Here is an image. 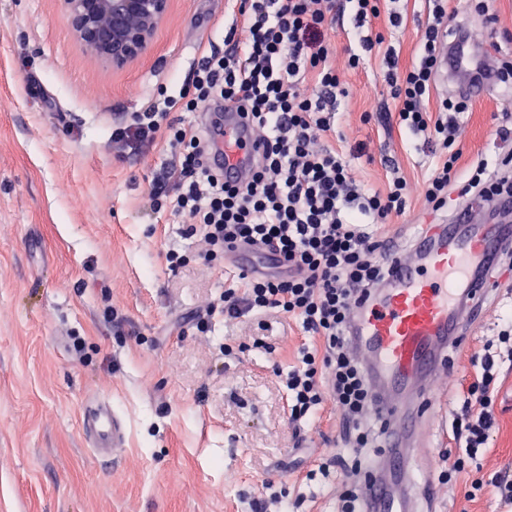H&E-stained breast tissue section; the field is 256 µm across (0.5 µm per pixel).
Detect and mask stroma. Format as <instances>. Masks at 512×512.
Returning a JSON list of instances; mask_svg holds the SVG:
<instances>
[{
    "label": "stroma",
    "instance_id": "obj_1",
    "mask_svg": "<svg viewBox=\"0 0 512 512\" xmlns=\"http://www.w3.org/2000/svg\"><path fill=\"white\" fill-rule=\"evenodd\" d=\"M400 26H375L402 64L414 60L428 0H400ZM231 0H171L148 52L121 71L87 50L59 0H0V512H250L266 485L288 491L290 512H337L333 484L310 497L300 478L339 449V421L296 438L288 425L287 369L304 336L295 321L222 314L197 328L196 307L218 299L234 263L196 254L184 218L149 208L154 173L170 162L164 136L132 154L112 145L113 127L160 94H178L203 51L223 50ZM353 20L335 29L333 64L349 90L336 116V147L358 180L386 190L398 168L412 192L389 230L398 243L422 224L451 221L456 200L432 211L419 192L432 147L397 126L363 123L391 112L381 52L348 65ZM512 122L503 93L475 97L463 126V161L512 154L496 138ZM188 258L172 268L168 256ZM482 328L453 356L450 380L472 371L470 357L495 338L512 312V276L485 304ZM261 337L267 347L225 356V345ZM111 399L129 426L117 461H100L80 427L88 394ZM411 453L413 470L436 471L447 429L461 414L438 397ZM485 477L512 470V368L502 369ZM463 485L426 499L436 512H512L495 490L475 500Z\"/></svg>",
    "mask_w": 512,
    "mask_h": 512
}]
</instances>
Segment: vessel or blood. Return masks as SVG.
Instances as JSON below:
<instances>
[{"label": "vessel or blood", "instance_id": "vessel-or-blood-1", "mask_svg": "<svg viewBox=\"0 0 512 512\" xmlns=\"http://www.w3.org/2000/svg\"><path fill=\"white\" fill-rule=\"evenodd\" d=\"M486 69V62L473 55L469 39L455 40L443 54L442 78ZM222 124L213 162L223 168L226 180L237 181L253 162L251 152L238 149L237 143L253 141L254 135L242 113L226 112ZM511 241V225L482 223L472 203H463L455 223L435 225L411 252L397 255L388 288L355 310L356 350L390 416L389 451L379 463L382 479L367 491L368 512H412L409 499L397 496L395 486L413 476L404 450L419 433L426 409L406 408L402 400L445 372L449 350L463 342L482 315L483 297L492 286L486 272L498 247ZM81 427L91 450L103 460L114 459L128 440L125 417L99 396L85 401Z\"/></svg>", "mask_w": 512, "mask_h": 512}]
</instances>
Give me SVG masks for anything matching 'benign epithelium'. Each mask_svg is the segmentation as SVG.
<instances>
[{
    "label": "benign epithelium",
    "mask_w": 512,
    "mask_h": 512,
    "mask_svg": "<svg viewBox=\"0 0 512 512\" xmlns=\"http://www.w3.org/2000/svg\"><path fill=\"white\" fill-rule=\"evenodd\" d=\"M81 43L120 70L140 58L166 18L170 0H60Z\"/></svg>",
    "instance_id": "benign-epithelium-1"
}]
</instances>
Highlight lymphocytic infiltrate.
Returning <instances> with one entry per match:
<instances>
[{
  "label": "lymphocytic infiltrate",
  "mask_w": 512,
  "mask_h": 512,
  "mask_svg": "<svg viewBox=\"0 0 512 512\" xmlns=\"http://www.w3.org/2000/svg\"><path fill=\"white\" fill-rule=\"evenodd\" d=\"M432 2L412 65H400L395 49L386 53L396 124L435 146L421 187L424 200L433 210L444 209L453 188L463 197L512 199L511 157L481 159L468 172L460 170L471 99L455 93L436 100L432 92L445 39L468 30L454 26L448 0ZM346 11L361 48L348 58L355 68L361 52L384 41L375 20L384 14L390 23L399 21L387 0H239L237 28L225 34L223 52L202 55L188 87L117 127L112 141L134 150L166 132L172 161L153 177L150 201L166 198L188 218L187 234L203 247L204 258L259 253L269 260L270 272L241 271L219 305L205 312L222 309L228 320L275 312L299 323L306 341L279 374L288 421L310 431L319 411L332 408L351 454L327 458L320 472L327 477L339 469L341 512H365L371 458L385 445L386 422L354 349L353 311L390 282L396 245L384 226L391 215L404 213L409 186L396 175L387 191L367 188L343 154L325 144L336 135L335 105L349 96L331 64V31L337 14ZM228 102L248 115L263 147L250 176L233 184L210 164L211 144L197 129L168 120L178 106L220 113ZM495 366L491 351L476 354L469 382L457 384L463 411L452 421L448 463L439 467L437 480L454 485L466 477V498L490 485L511 504V477L497 473L486 482L473 474L494 424Z\"/></svg>",
  "instance_id": "1"
}]
</instances>
